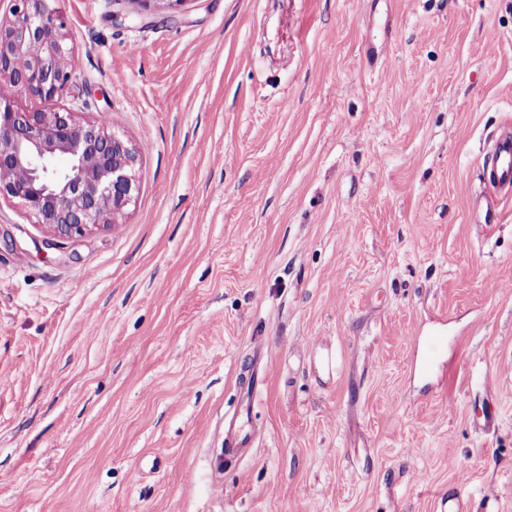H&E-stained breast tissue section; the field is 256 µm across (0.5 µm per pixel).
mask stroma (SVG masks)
Instances as JSON below:
<instances>
[{
  "label": "stroma",
  "instance_id": "1",
  "mask_svg": "<svg viewBox=\"0 0 512 512\" xmlns=\"http://www.w3.org/2000/svg\"><path fill=\"white\" fill-rule=\"evenodd\" d=\"M48 6L140 193L0 202V512H512V0ZM486 184L491 193H512V129H503L485 158ZM254 437L255 433L251 428L244 430L241 426L237 425V414H235L225 432L224 458H237L245 448L251 446Z\"/></svg>",
  "mask_w": 512,
  "mask_h": 512
}]
</instances>
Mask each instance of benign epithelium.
I'll return each instance as SVG.
<instances>
[{"label":"benign epithelium","mask_w":512,"mask_h":512,"mask_svg":"<svg viewBox=\"0 0 512 512\" xmlns=\"http://www.w3.org/2000/svg\"><path fill=\"white\" fill-rule=\"evenodd\" d=\"M0 19V199H16L57 237L81 236L119 223L139 194L140 149L98 118L81 122L54 106L69 88L68 23L47 0H11ZM33 96L48 104L25 109ZM24 169L28 179L5 174Z\"/></svg>","instance_id":"benign-epithelium-1"}]
</instances>
